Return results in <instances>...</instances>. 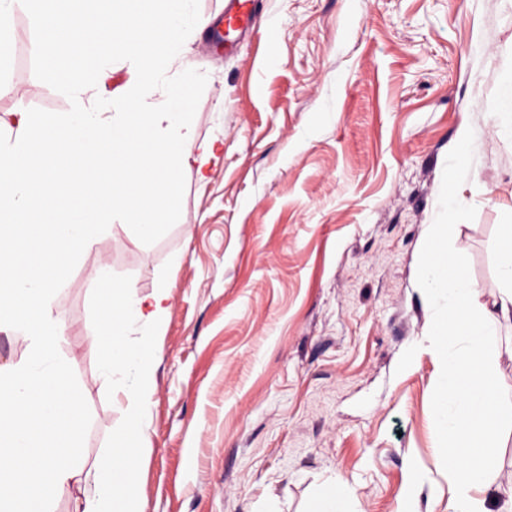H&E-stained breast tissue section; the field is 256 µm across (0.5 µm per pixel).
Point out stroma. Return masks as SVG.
<instances>
[{"label":"stroma","mask_w":512,"mask_h":512,"mask_svg":"<svg viewBox=\"0 0 512 512\" xmlns=\"http://www.w3.org/2000/svg\"><path fill=\"white\" fill-rule=\"evenodd\" d=\"M259 23L229 53L194 29L168 70L188 60L208 76L187 153L224 144L206 180L185 169L178 222L146 245L113 221L50 302L91 411L84 465L142 404L134 512H308L337 476L355 512H396L412 470L416 512H448L422 263L434 225H450L480 303L498 294L492 243L512 223V0H261ZM11 39L7 134L28 109L70 108L34 75L24 8ZM135 81L118 61L81 99ZM464 134L469 165L452 182ZM104 265L133 292L170 294L160 325L126 332L154 349L142 389L104 375L87 338Z\"/></svg>","instance_id":"1"}]
</instances>
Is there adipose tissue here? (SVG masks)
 I'll return each mask as SVG.
<instances>
[{
	"label": "adipose tissue",
	"instance_id": "1",
	"mask_svg": "<svg viewBox=\"0 0 512 512\" xmlns=\"http://www.w3.org/2000/svg\"><path fill=\"white\" fill-rule=\"evenodd\" d=\"M448 225L424 254L423 284L435 300V336L444 368L435 390L438 430L444 442L443 463L452 496L448 512H488L485 494L492 485V468L503 431L499 387L488 369V357L502 319L512 316V224H503L495 242L497 277L501 288L493 308L478 301V288L448 248ZM169 293L148 295L116 287L86 331L102 352L101 367L122 370L145 383L149 346L129 347L130 323L159 324L167 312ZM146 434L142 412L131 415L109 458L91 475L92 494L76 512H132L140 468L139 447Z\"/></svg>",
	"mask_w": 512,
	"mask_h": 512
}]
</instances>
